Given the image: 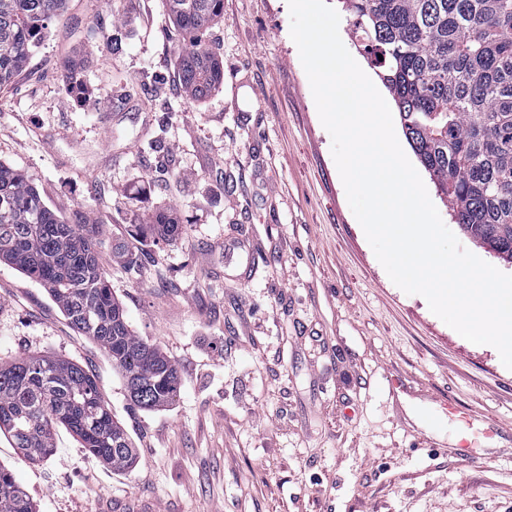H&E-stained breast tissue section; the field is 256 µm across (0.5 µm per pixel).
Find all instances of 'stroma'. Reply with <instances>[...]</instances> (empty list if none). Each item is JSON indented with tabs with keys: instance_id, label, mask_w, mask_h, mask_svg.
Instances as JSON below:
<instances>
[{
	"instance_id": "35a3bbf8",
	"label": "stroma",
	"mask_w": 512,
	"mask_h": 512,
	"mask_svg": "<svg viewBox=\"0 0 512 512\" xmlns=\"http://www.w3.org/2000/svg\"><path fill=\"white\" fill-rule=\"evenodd\" d=\"M208 40L224 79L190 102L164 0H69L0 88V161L59 216L103 225L110 288L181 376L170 407H132L103 349L0 263V360L83 366L138 464L112 471L62 427L37 464L0 436V463L39 512H97L104 495L114 512H512V370L377 260L287 0H224ZM166 209L177 242L132 233Z\"/></svg>"
}]
</instances>
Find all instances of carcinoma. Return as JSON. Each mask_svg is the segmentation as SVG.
Segmentation results:
<instances>
[{
	"label": "carcinoma",
	"instance_id": "obj_1",
	"mask_svg": "<svg viewBox=\"0 0 512 512\" xmlns=\"http://www.w3.org/2000/svg\"><path fill=\"white\" fill-rule=\"evenodd\" d=\"M183 36L182 95L206 98L224 76L207 35L224 0H166ZM352 34L392 97L404 135L464 233L512 263V0H338ZM67 0H0V86L9 83L62 18ZM137 231L173 243L177 219L157 213ZM99 225L52 211L18 169L0 162V262L35 279L72 329L95 340L121 374L130 404L166 407L180 395L175 362L137 335L112 294L98 254ZM114 472L136 449L93 375L50 355L0 362V433L38 463L58 426ZM0 512H36L0 464Z\"/></svg>",
	"mask_w": 512,
	"mask_h": 512
}]
</instances>
